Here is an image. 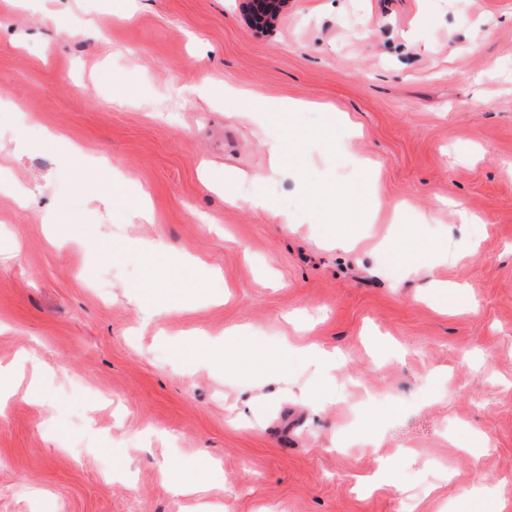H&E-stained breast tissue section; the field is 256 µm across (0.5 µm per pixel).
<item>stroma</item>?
Instances as JSON below:
<instances>
[{
  "instance_id": "35a3bbf8",
  "label": "stroma",
  "mask_w": 512,
  "mask_h": 512,
  "mask_svg": "<svg viewBox=\"0 0 512 512\" xmlns=\"http://www.w3.org/2000/svg\"><path fill=\"white\" fill-rule=\"evenodd\" d=\"M0 156V366L38 358L53 399L0 405V512H512V0H288L266 35L240 0H0ZM327 181L382 204L345 250ZM410 230L443 250L408 273ZM155 242L194 265L151 315ZM232 331L287 375L172 354ZM209 467V461L205 457L201 458L191 477L182 474L174 475L171 477L167 488L181 495L195 494L200 491L201 481Z\"/></svg>"
}]
</instances>
